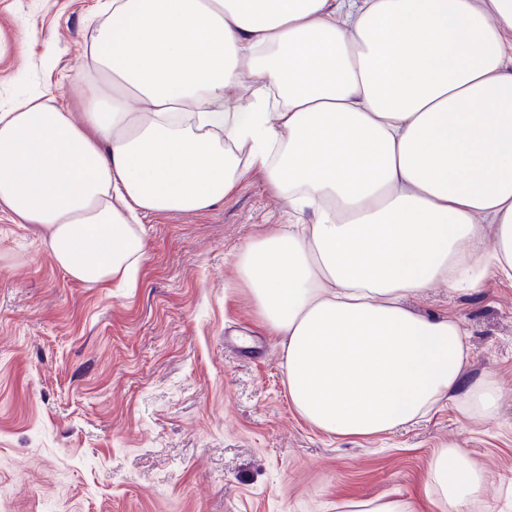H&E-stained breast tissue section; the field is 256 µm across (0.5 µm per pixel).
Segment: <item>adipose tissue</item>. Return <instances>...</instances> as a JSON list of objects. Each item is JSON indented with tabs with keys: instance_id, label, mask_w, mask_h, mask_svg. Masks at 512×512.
Segmentation results:
<instances>
[{
	"instance_id": "obj_1",
	"label": "adipose tissue",
	"mask_w": 512,
	"mask_h": 512,
	"mask_svg": "<svg viewBox=\"0 0 512 512\" xmlns=\"http://www.w3.org/2000/svg\"><path fill=\"white\" fill-rule=\"evenodd\" d=\"M90 54L83 121L43 94L0 111V208L71 278L136 287L141 216L254 170L295 221L234 254L233 286L281 337L296 412L340 438L460 391L492 416L459 322L407 300L512 278V0H112ZM481 479L450 446L428 473L447 512Z\"/></svg>"
}]
</instances>
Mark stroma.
I'll use <instances>...</instances> for the list:
<instances>
[{
  "instance_id": "obj_1",
  "label": "stroma",
  "mask_w": 512,
  "mask_h": 512,
  "mask_svg": "<svg viewBox=\"0 0 512 512\" xmlns=\"http://www.w3.org/2000/svg\"><path fill=\"white\" fill-rule=\"evenodd\" d=\"M104 8L0 0V110L47 92L81 114ZM291 221L254 172L208 209L145 215L147 258L125 289L71 279L37 227L1 210L0 512H343L376 498L442 512L427 473L450 445L484 474L471 512H512V279L411 302L460 321L465 382L496 387L494 419L443 403L339 439L295 411L247 295L224 298L232 254Z\"/></svg>"
}]
</instances>
